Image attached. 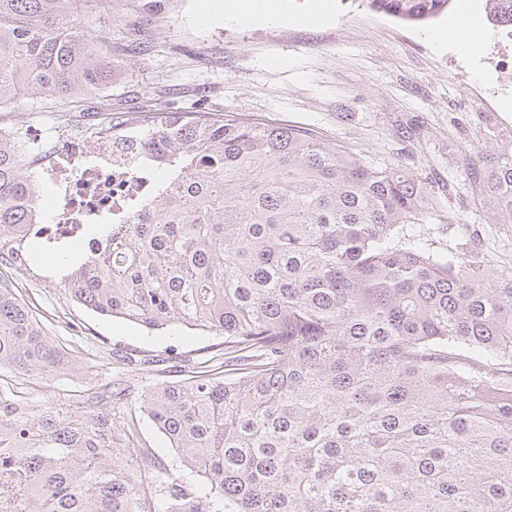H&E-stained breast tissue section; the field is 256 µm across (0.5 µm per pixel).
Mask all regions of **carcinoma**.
<instances>
[{
  "mask_svg": "<svg viewBox=\"0 0 512 512\" xmlns=\"http://www.w3.org/2000/svg\"><path fill=\"white\" fill-rule=\"evenodd\" d=\"M372 2L427 23L450 0ZM488 2L512 24V0ZM110 4L0 0V110L120 80L133 30L111 48L78 25ZM136 119L154 193L74 240L36 224L23 134L0 129V266L40 252L46 279L102 316L224 336L138 398L190 475H150L121 370L41 403L0 388V468L27 512H512V271L469 243L433 250L414 231L435 213L428 185L313 128ZM485 136L486 202L512 224V133ZM68 363L0 282V369L47 380Z\"/></svg>",
  "mask_w": 512,
  "mask_h": 512,
  "instance_id": "1",
  "label": "carcinoma"
}]
</instances>
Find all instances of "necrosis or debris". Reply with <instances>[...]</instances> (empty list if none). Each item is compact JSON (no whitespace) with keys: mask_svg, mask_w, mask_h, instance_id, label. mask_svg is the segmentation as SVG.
<instances>
[{"mask_svg":"<svg viewBox=\"0 0 512 512\" xmlns=\"http://www.w3.org/2000/svg\"><path fill=\"white\" fill-rule=\"evenodd\" d=\"M484 67L496 73L497 82L474 80L469 59L449 54L454 80L470 90L475 112L499 111L501 96L512 92V27L499 28L484 48ZM62 145L29 153L60 203L58 228L77 236L87 224H100L123 202L150 192L155 174L144 161L143 139L136 130L112 134L111 130H81L61 138Z\"/></svg>","mask_w":512,"mask_h":512,"instance_id":"1","label":"necrosis or debris"}]
</instances>
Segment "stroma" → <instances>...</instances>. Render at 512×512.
I'll return each mask as SVG.
<instances>
[{"label":"stroma","mask_w":512,"mask_h":512,"mask_svg":"<svg viewBox=\"0 0 512 512\" xmlns=\"http://www.w3.org/2000/svg\"><path fill=\"white\" fill-rule=\"evenodd\" d=\"M280 2L287 19L274 27L201 16V0H161L154 15L128 12L141 52L126 56L124 78L73 102L25 95L0 111V127L27 129L51 142L64 116L91 128L106 107L135 112L152 105L177 114L232 112L307 124L342 150L375 165H402L431 185L437 215L419 231L433 249L448 253L469 240L490 266L511 269L512 224L495 222L483 188L468 178L482 164L476 115L449 76L447 48L428 38L443 20L431 26L397 23L365 12L357 0H336L333 22L301 25L296 18L308 12L309 0ZM452 186L457 196H449ZM43 267L38 257L27 272L0 269V279L29 294L56 341L67 343L76 333L88 344L110 347L113 356L92 361L76 349L71 367L21 385L31 401L108 381L115 358L130 359L126 374L135 388L174 381L179 373L169 352L204 360L219 341L207 332L149 331L98 315L43 282ZM148 358L155 359L154 368L141 369L139 360ZM138 420L141 442L153 452V475L181 471L176 452L153 422L143 414Z\"/></svg>","instance_id":"stroma-1"}]
</instances>
